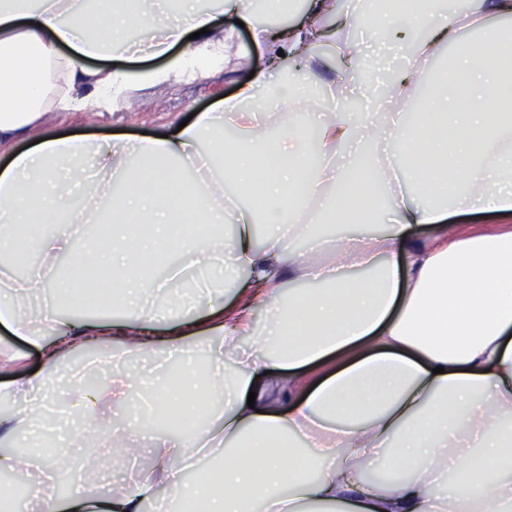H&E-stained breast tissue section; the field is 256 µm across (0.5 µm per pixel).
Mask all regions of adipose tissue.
I'll return each mask as SVG.
<instances>
[{"label":"adipose tissue","instance_id":"obj_1","mask_svg":"<svg viewBox=\"0 0 512 512\" xmlns=\"http://www.w3.org/2000/svg\"><path fill=\"white\" fill-rule=\"evenodd\" d=\"M175 2L167 13L147 0H0V249L40 256L20 280L0 262V326L43 360L41 371L0 384V399L16 405L0 413V442L29 438L57 367L88 347L113 371L94 390L64 382L70 415L59 429L69 439L87 442L81 407L136 396L161 423L199 420L190 434L160 435L156 472L126 491L52 493L69 447L0 464L38 483L36 512H143L160 485L168 512L193 498L207 512H512V0H360L345 14L339 0H305L284 26L263 20L253 0ZM224 17L249 29L264 67L179 132L108 142L47 130L50 113L124 108L135 83L187 73L179 62L138 67L142 54L183 42L192 57L232 62ZM353 30L376 47L351 39ZM324 39L349 69L331 81L339 104L317 117L312 142L304 120L321 72L333 68ZM447 48L453 63L423 96L427 66ZM402 51L384 94L390 105L415 102L410 118L351 117L343 102L362 75ZM261 153L270 165L256 164ZM239 186L263 211L243 205ZM383 196L382 235L319 232L352 214L376 220ZM105 200L112 231L76 251ZM459 210L494 214L505 227L466 233L447 221ZM227 222L236 232L223 244L215 230ZM428 224L432 235L415 238ZM294 236L307 247L289 263ZM161 255L179 262L158 279L142 260ZM103 278L111 293L99 291ZM288 278L317 289L283 293ZM51 284L72 312L32 305ZM256 299L260 325L247 314ZM159 350L182 360L178 386L124 371L129 357ZM331 361L335 369L297 395L305 371ZM206 448L219 465L185 481L183 466ZM383 450L392 458L385 477L365 481Z\"/></svg>","mask_w":512,"mask_h":512}]
</instances>
